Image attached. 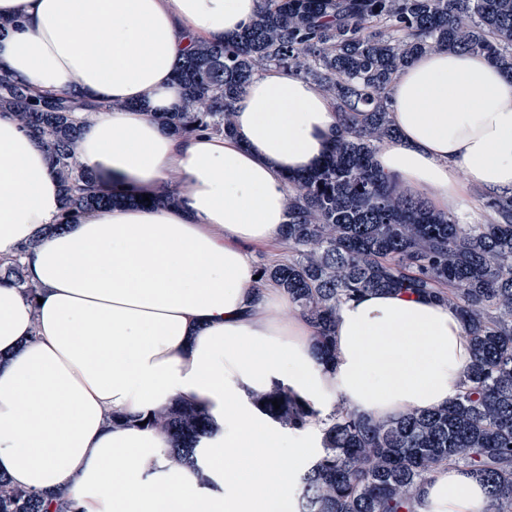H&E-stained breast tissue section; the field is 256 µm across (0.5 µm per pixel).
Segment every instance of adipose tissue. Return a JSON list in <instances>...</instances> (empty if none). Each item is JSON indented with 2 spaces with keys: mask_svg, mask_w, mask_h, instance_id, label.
<instances>
[{
  "mask_svg": "<svg viewBox=\"0 0 512 512\" xmlns=\"http://www.w3.org/2000/svg\"><path fill=\"white\" fill-rule=\"evenodd\" d=\"M262 0H0V70L37 94L79 95L76 153L95 186L175 208H105L56 228L63 195L46 145L0 113V259L25 245L28 297L0 278V474L49 491L68 512H291L316 424L288 428L254 393L287 387L328 412L336 401L383 421L452 397L470 361L456 308L399 292L345 301L338 359L252 248L288 220V175L338 135L333 101L271 68L235 105V134L174 136L176 66L200 40L239 31ZM397 130L376 170L434 211L468 194L512 193V78L484 53L418 55L390 87ZM218 429L205 479L169 468L166 436L139 420L177 398ZM127 418L110 423L112 414ZM483 485L444 467L412 512H485Z\"/></svg>",
  "mask_w": 512,
  "mask_h": 512,
  "instance_id": "1",
  "label": "adipose tissue"
}]
</instances>
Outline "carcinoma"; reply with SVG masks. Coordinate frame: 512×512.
<instances>
[{"label": "carcinoma", "instance_id": "carcinoma-1", "mask_svg": "<svg viewBox=\"0 0 512 512\" xmlns=\"http://www.w3.org/2000/svg\"><path fill=\"white\" fill-rule=\"evenodd\" d=\"M479 51L512 76V0H265L224 42L201 41L178 66L179 112L153 119L176 135L234 133V105L261 71L280 66L316 82L336 102L340 133L312 171L289 175L284 253L264 259L262 279L290 295L316 334L320 360L336 364L341 304L360 292L400 291L455 307L470 363L448 405L385 421L339 400L322 415L275 388L256 405L288 426L320 425L322 453L300 476L299 512H412L415 490L444 464L486 489V512H512V195L487 198L482 218L443 215L373 167L396 138L389 89L418 54ZM74 96H37L0 73V112L51 149L65 198L58 230L80 215L137 200L91 192L94 174L77 159ZM29 296L24 263L0 266ZM283 400L280 409L272 405ZM169 438L170 464L197 466L214 434L196 404L176 399L147 416ZM48 496L0 476V512H48Z\"/></svg>", "mask_w": 512, "mask_h": 512}]
</instances>
